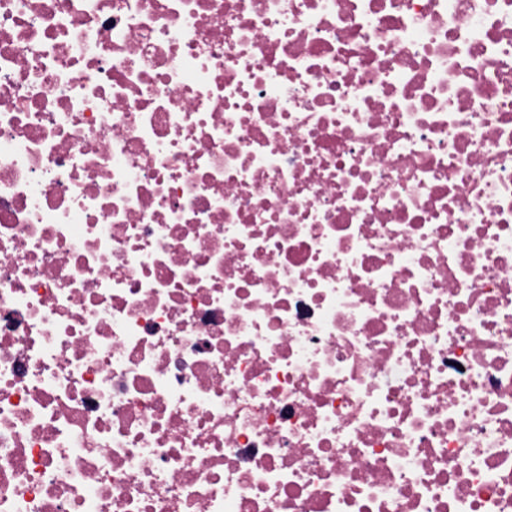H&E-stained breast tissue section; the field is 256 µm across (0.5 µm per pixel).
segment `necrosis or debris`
Returning <instances> with one entry per match:
<instances>
[{
  "instance_id": "1",
  "label": "necrosis or debris",
  "mask_w": 512,
  "mask_h": 512,
  "mask_svg": "<svg viewBox=\"0 0 512 512\" xmlns=\"http://www.w3.org/2000/svg\"><path fill=\"white\" fill-rule=\"evenodd\" d=\"M0 512H512V0H0Z\"/></svg>"
}]
</instances>
